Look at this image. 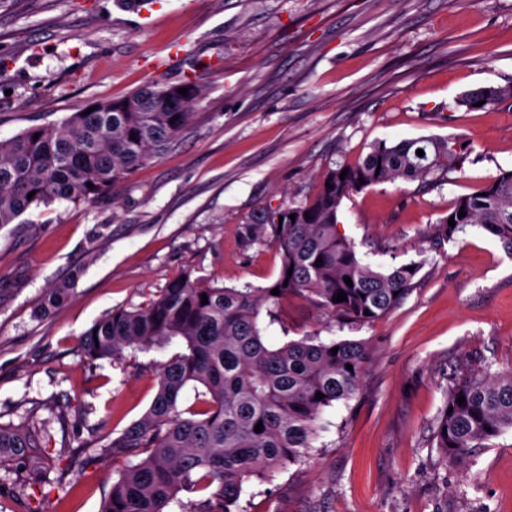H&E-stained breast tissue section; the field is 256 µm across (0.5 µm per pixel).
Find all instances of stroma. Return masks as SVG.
<instances>
[{
    "mask_svg": "<svg viewBox=\"0 0 512 512\" xmlns=\"http://www.w3.org/2000/svg\"><path fill=\"white\" fill-rule=\"evenodd\" d=\"M194 74L197 122L112 195L40 207L0 227V424L49 417L75 460L43 512H100L124 466L104 445L137 420L156 364L176 345L88 361L80 339L117 307L173 279L264 287L280 257L257 216L315 195L330 168L380 140L460 144L457 168L344 200L338 230L365 263L418 262L410 294L369 324L291 297L267 340L362 339L359 393L324 410L304 462L246 483L244 512H512V429L468 470L433 438L448 376L485 358L512 371V255L480 228L441 239L460 195L512 170V99L482 110L468 90L512 82V0H0V140L61 121L146 82ZM69 296L35 318L48 289Z\"/></svg>",
    "mask_w": 512,
    "mask_h": 512,
    "instance_id": "1",
    "label": "stroma"
}]
</instances>
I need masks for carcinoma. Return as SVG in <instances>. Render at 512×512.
<instances>
[{"mask_svg": "<svg viewBox=\"0 0 512 512\" xmlns=\"http://www.w3.org/2000/svg\"><path fill=\"white\" fill-rule=\"evenodd\" d=\"M184 87L185 96L178 92ZM201 93L194 77L178 84L149 82L121 98L89 104L93 111L87 115L81 109L57 124L0 140V226L57 201L89 202L111 193L180 140L199 118L193 105ZM511 96L512 85L486 86L468 91L460 103L473 109L482 100L490 105ZM419 149L424 155L416 154ZM458 162L446 139L380 140L355 164L327 170L308 203L263 216L280 254L278 275L268 286L212 287L179 277L147 304L116 308L87 329L81 349L92 362L119 360L126 348L146 352L173 340L181 348L159 364L149 408L107 445L114 455L139 460L118 471L101 512H165L182 492L203 497L181 505V512H234L245 481L270 483L287 465L302 462L324 430L318 424L323 410L359 392L370 350L360 341L311 336L270 346L261 311L272 324L282 301L304 297L349 323L389 314L413 289L422 263L385 272L371 268L338 232L339 209L368 187L422 181ZM476 226L512 255V171L459 196L439 232L450 241ZM274 288L279 294H271ZM68 291L66 283L51 289L36 316L48 315ZM340 291L347 299L333 301ZM492 368L484 359L467 364L454 371L445 389L434 440L443 459L461 470L468 468L473 449L512 429V372ZM190 388L195 403L186 407ZM318 392L324 398L316 399ZM461 395L466 402L460 405ZM259 422L263 428L256 432ZM49 424L43 419L22 427L0 425V469L27 474L22 492L62 481L65 468L48 448Z\"/></svg>", "mask_w": 512, "mask_h": 512, "instance_id": "1", "label": "carcinoma"}]
</instances>
